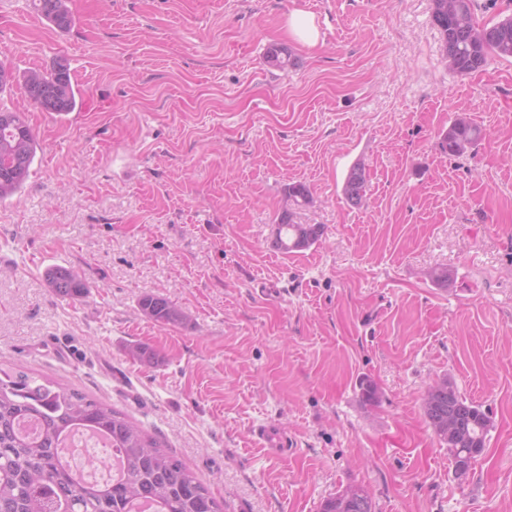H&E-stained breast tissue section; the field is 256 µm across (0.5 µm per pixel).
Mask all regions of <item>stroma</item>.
Returning <instances> with one entry per match:
<instances>
[{
	"label": "stroma",
	"instance_id": "1",
	"mask_svg": "<svg viewBox=\"0 0 512 512\" xmlns=\"http://www.w3.org/2000/svg\"><path fill=\"white\" fill-rule=\"evenodd\" d=\"M69 8L62 32L31 0H0V60L65 58L83 98L58 124L21 86L0 93L39 144L0 203V369L112 404L224 512H318L354 484L374 512H512V58L456 74L432 0ZM294 10L314 14L317 46L286 41ZM273 44L296 67H269ZM461 115L485 136L449 157L438 135ZM358 162L353 206L342 186ZM296 183L313 201L295 223L324 234L277 252ZM54 265L80 270L87 295L56 296ZM151 294L189 319H148ZM137 343L157 365L129 356ZM444 377L493 423L463 484L422 411ZM262 426L288 434L287 454L254 442ZM367 189V175L365 167L356 163L345 178L343 193L346 200L352 205H359L365 198Z\"/></svg>",
	"mask_w": 512,
	"mask_h": 512
}]
</instances>
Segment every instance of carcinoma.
I'll list each match as a JSON object with an SVG mask.
<instances>
[{
    "label": "carcinoma",
    "instance_id": "cac0c4a2",
    "mask_svg": "<svg viewBox=\"0 0 512 512\" xmlns=\"http://www.w3.org/2000/svg\"><path fill=\"white\" fill-rule=\"evenodd\" d=\"M35 8L61 31L74 18L68 0H33ZM464 18L448 15V0H433V22L442 35L449 67L469 75L485 66L488 58H512V16L489 26L477 21L473 0H459ZM266 64L278 70L296 65L292 51L270 46ZM20 82L28 98L46 112L67 113L81 106L79 90L72 85L67 62L59 58L48 70L22 74L0 64V92ZM482 129L466 116L457 117L440 134L442 153L460 157L482 139ZM38 143L25 117L0 110V202L17 193L34 162ZM365 167L353 165L343 193L352 205L365 198ZM293 204L311 202L302 184L288 186ZM323 235L319 224H296L293 214L279 216L272 248L292 252L311 246ZM48 285L64 300L86 295L87 281L73 269L55 265L45 272ZM142 313L161 324H181L189 315L163 295H146ZM131 357L144 366L158 361L154 350L134 344ZM423 415L440 442L448 447L454 470L471 469L482 454L492 428L481 406L461 397L455 384L444 377L426 391ZM82 428L106 438L119 458V474L107 484H90L76 476L60 453L61 443ZM352 486L329 496L319 512H372L369 494L348 496ZM154 512H223L222 504L195 474L174 455L112 406L59 383L41 381L25 372L0 369V512H133L140 502Z\"/></svg>",
    "mask_w": 512,
    "mask_h": 512
}]
</instances>
